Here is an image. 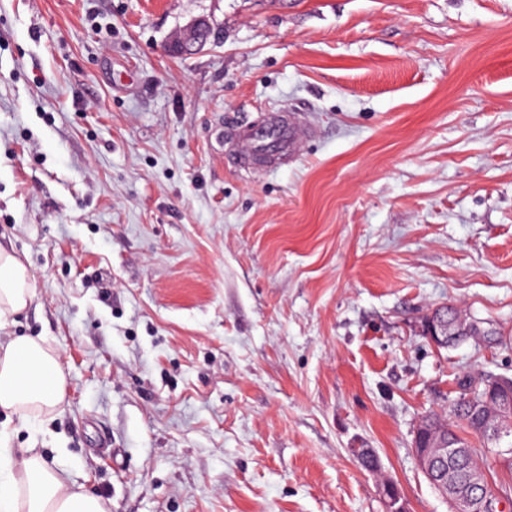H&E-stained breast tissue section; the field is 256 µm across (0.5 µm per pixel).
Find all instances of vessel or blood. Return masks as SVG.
I'll use <instances>...</instances> for the list:
<instances>
[{"label": "vessel or blood", "mask_w": 512, "mask_h": 512, "mask_svg": "<svg viewBox=\"0 0 512 512\" xmlns=\"http://www.w3.org/2000/svg\"><path fill=\"white\" fill-rule=\"evenodd\" d=\"M243 166L265 158L296 156L311 134L310 127L297 117L277 115L264 124L246 123L238 126Z\"/></svg>", "instance_id": "1"}]
</instances>
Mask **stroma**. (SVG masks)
Returning <instances> with one entry per match:
<instances>
[{"label":"stroma","mask_w":512,"mask_h":512,"mask_svg":"<svg viewBox=\"0 0 512 512\" xmlns=\"http://www.w3.org/2000/svg\"><path fill=\"white\" fill-rule=\"evenodd\" d=\"M288 109L293 160L216 139ZM0 248V341L65 376L0 427L107 512H449L414 429L512 376V0H0ZM443 306L498 344L436 348ZM213 27L206 19H196L179 35L171 51L180 55H190L207 44ZM34 296L33 279L25 264L0 249V329L25 310ZM449 309H451V307L448 308V320L472 326L470 334H461V339L454 340L450 345H448V339L453 336H457L458 334L455 333L453 336H448V322H445L438 317L439 309H436L432 313L428 314V320L424 323L423 327L421 326L424 334L435 347L439 348L446 344L448 346H455L474 338L489 344L496 343L498 341L499 333L496 329L492 327H483L482 324L485 322L474 317H462L452 310L449 311Z\"/></svg>","instance_id":"obj_1"}]
</instances>
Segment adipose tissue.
I'll return each mask as SVG.
<instances>
[{
	"mask_svg": "<svg viewBox=\"0 0 512 512\" xmlns=\"http://www.w3.org/2000/svg\"><path fill=\"white\" fill-rule=\"evenodd\" d=\"M35 296L27 267L0 249V328ZM64 374L42 340L16 336L0 343V409L28 422L30 410L52 411L63 399ZM0 512H106L92 494L69 490L59 473L32 448L15 452L0 431Z\"/></svg>",
	"mask_w": 512,
	"mask_h": 512,
	"instance_id": "obj_1",
	"label": "adipose tissue"
}]
</instances>
